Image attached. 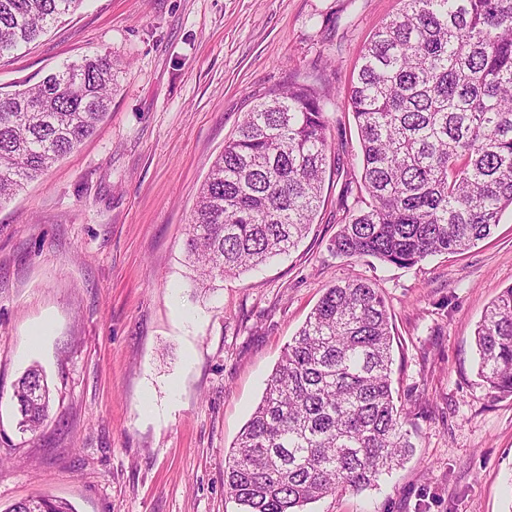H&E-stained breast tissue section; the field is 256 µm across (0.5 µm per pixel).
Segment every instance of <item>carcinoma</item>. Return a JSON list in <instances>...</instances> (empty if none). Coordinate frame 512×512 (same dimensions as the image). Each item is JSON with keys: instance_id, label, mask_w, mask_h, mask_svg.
Returning a JSON list of instances; mask_svg holds the SVG:
<instances>
[{"instance_id": "cac0c4a2", "label": "carcinoma", "mask_w": 512, "mask_h": 512, "mask_svg": "<svg viewBox=\"0 0 512 512\" xmlns=\"http://www.w3.org/2000/svg\"><path fill=\"white\" fill-rule=\"evenodd\" d=\"M81 0H0V58ZM365 47L349 107L369 202L331 241L339 256L413 267L489 238L512 207V0H402ZM116 61L85 56L0 96V203L90 136L118 86ZM330 99L290 83L246 113L224 143L189 221L186 250L201 280L287 253L314 223L327 155ZM478 375L512 396V287L475 331ZM392 327L369 282L326 290L286 347L224 468L241 512H302L359 491L414 447L391 387ZM41 385L38 399L30 390ZM19 427L46 419L41 371L13 388ZM3 512H74L50 496Z\"/></svg>"}]
</instances>
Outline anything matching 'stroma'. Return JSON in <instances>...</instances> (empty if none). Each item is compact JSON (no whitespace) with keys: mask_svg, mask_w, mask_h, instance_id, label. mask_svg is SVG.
Instances as JSON below:
<instances>
[{"mask_svg":"<svg viewBox=\"0 0 512 512\" xmlns=\"http://www.w3.org/2000/svg\"><path fill=\"white\" fill-rule=\"evenodd\" d=\"M401 0H83L0 59V93L112 54L119 86L92 136L0 205V507L239 512L224 465L284 349L325 290L366 279L392 321L403 466L306 512H512V396L477 373L474 334L512 286V208L491 237L411 268L337 256L360 181L353 73ZM326 92L332 145L316 221L288 254L199 287L188 220L213 161L272 89ZM39 365L48 420L17 425ZM41 385L42 394L39 399L29 397L30 390ZM18 424L23 431L34 432L46 419L50 407V391L41 371L35 367L25 371L16 381L13 388ZM75 512L66 502L59 501L50 496H37L35 498L19 501L8 506L1 512Z\"/></svg>","mask_w":512,"mask_h":512,"instance_id":"1","label":"stroma"}]
</instances>
